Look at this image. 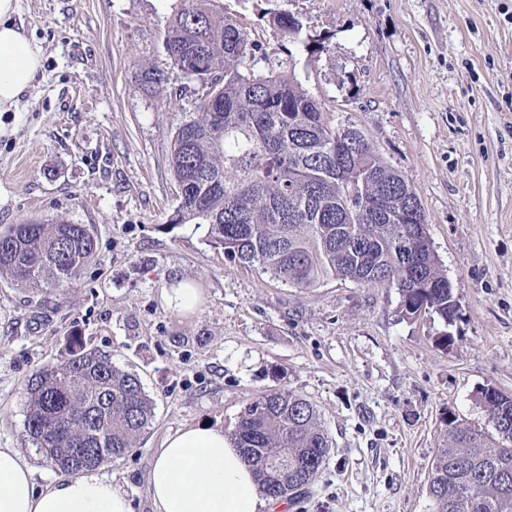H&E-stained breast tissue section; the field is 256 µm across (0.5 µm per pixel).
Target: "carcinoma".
<instances>
[{
    "instance_id": "cac0c4a2",
    "label": "carcinoma",
    "mask_w": 512,
    "mask_h": 512,
    "mask_svg": "<svg viewBox=\"0 0 512 512\" xmlns=\"http://www.w3.org/2000/svg\"><path fill=\"white\" fill-rule=\"evenodd\" d=\"M273 24L310 47L290 13ZM187 78L179 95L208 92L173 135L179 192L166 223L205 229L227 260L293 288L333 278L395 288L400 312L455 316L454 288L433 249L427 218L405 177L363 141L336 146V122L294 72L244 67L257 49L218 0H179L164 32ZM97 239L86 224H12L0 232V277L30 288L73 287ZM28 439L68 476L123 458L152 423L140 377L95 350L39 368L25 384ZM495 434L452 420L430 467L431 512H512V395L476 397ZM260 491L292 497L309 486L330 448L314 404L281 387L261 391L231 433Z\"/></svg>"
}]
</instances>
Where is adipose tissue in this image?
<instances>
[{
  "instance_id": "1",
  "label": "adipose tissue",
  "mask_w": 512,
  "mask_h": 512,
  "mask_svg": "<svg viewBox=\"0 0 512 512\" xmlns=\"http://www.w3.org/2000/svg\"><path fill=\"white\" fill-rule=\"evenodd\" d=\"M20 0H0V112L30 89L41 55L14 22ZM154 512H275L249 464L222 428L184 425L159 448L146 474ZM0 512H132L111 479L83 474L36 488L34 467L13 448H0Z\"/></svg>"
}]
</instances>
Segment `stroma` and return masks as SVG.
<instances>
[{
  "instance_id": "stroma-1",
  "label": "stroma",
  "mask_w": 512,
  "mask_h": 512,
  "mask_svg": "<svg viewBox=\"0 0 512 512\" xmlns=\"http://www.w3.org/2000/svg\"><path fill=\"white\" fill-rule=\"evenodd\" d=\"M179 0H21L42 55L32 88L0 112V231L86 224L93 262L66 294L0 278V446L38 485L60 473L25 435L23 387L78 349L111 355L155 404L127 455L99 467L153 512L144 477L189 423L232 432L260 391L316 406L331 448L288 512H431L428 475L454 416L490 430L478 392L512 394V0H220L258 46L251 68L293 71L336 122L404 175L455 286L451 323L402 317L394 288L328 280L292 288L166 222L176 206L175 127L196 109L164 30ZM287 12L311 55L269 19ZM164 72L163 92L142 80ZM202 292L182 314L162 292ZM447 336V347L438 339Z\"/></svg>"
}]
</instances>
